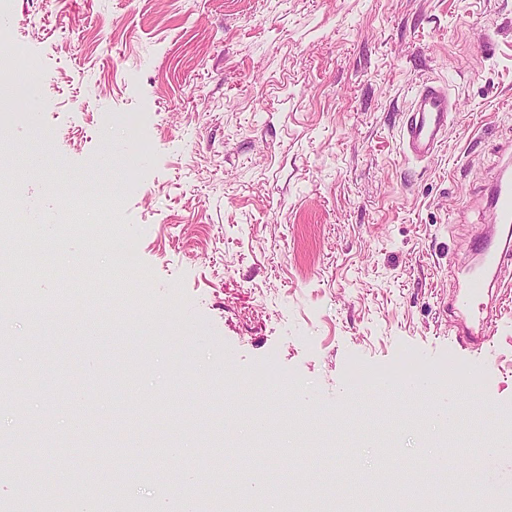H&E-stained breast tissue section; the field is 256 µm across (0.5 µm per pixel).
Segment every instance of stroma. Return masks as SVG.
<instances>
[{"instance_id": "35a3bbf8", "label": "stroma", "mask_w": 512, "mask_h": 512, "mask_svg": "<svg viewBox=\"0 0 512 512\" xmlns=\"http://www.w3.org/2000/svg\"><path fill=\"white\" fill-rule=\"evenodd\" d=\"M0 79L26 56L43 67L0 117V278L35 234L58 241L64 267L111 269V299L70 309L72 283L40 270L41 310L0 288V346L16 405L0 407V447L17 419L44 477L95 474L105 495L153 504L191 477L198 512H226L233 451L349 448L361 472L385 449L424 465L440 402L360 391L355 366L380 379L457 360L476 375L460 406L475 443H512V297L494 302L483 346L456 340L451 306L490 227L498 167L512 159V0H0ZM458 104L448 141L427 164L399 151V127L422 80ZM37 104L36 121L26 111ZM147 150L132 167L130 154ZM84 195L67 224L62 190ZM133 243L135 262L111 259ZM277 357L286 377L256 368ZM253 401L256 418L232 408ZM163 443L160 467L127 473ZM484 489L438 495L432 512H512V453L471 459Z\"/></svg>"}]
</instances>
